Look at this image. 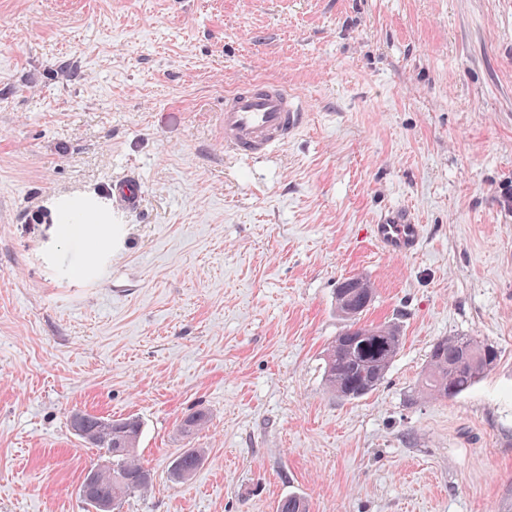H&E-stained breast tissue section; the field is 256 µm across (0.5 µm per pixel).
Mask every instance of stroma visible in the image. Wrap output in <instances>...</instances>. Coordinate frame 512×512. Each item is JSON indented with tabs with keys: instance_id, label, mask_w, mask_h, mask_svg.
Wrapping results in <instances>:
<instances>
[{
	"instance_id": "obj_1",
	"label": "stroma",
	"mask_w": 512,
	"mask_h": 512,
	"mask_svg": "<svg viewBox=\"0 0 512 512\" xmlns=\"http://www.w3.org/2000/svg\"><path fill=\"white\" fill-rule=\"evenodd\" d=\"M247 78L310 119L239 159L219 114ZM509 187L512 0H0V512H88L109 456L76 410L141 422L153 487L120 512H512ZM395 207L413 256L372 240ZM353 276L403 344L347 400L323 354ZM444 336L501 352L451 400L422 387ZM108 193L112 198L113 209L118 211L136 208L142 197L140 184L135 180L125 178L112 181ZM374 240L382 252L391 257H408L420 247L423 238L422 224L410 212L392 209L373 224ZM204 451L201 448H193L184 451L173 461L171 473L178 479H188L202 463Z\"/></svg>"
}]
</instances>
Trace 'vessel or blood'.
<instances>
[{"label":"vessel or blood","instance_id":"b4317fda","mask_svg":"<svg viewBox=\"0 0 512 512\" xmlns=\"http://www.w3.org/2000/svg\"><path fill=\"white\" fill-rule=\"evenodd\" d=\"M301 98L280 83L255 81L224 95V151L237 157H260L291 141L306 125ZM113 209L136 208L142 191L132 179L113 181L108 190ZM374 240L391 257H408L420 247L423 229L410 212L397 208L373 226Z\"/></svg>","mask_w":512,"mask_h":512}]
</instances>
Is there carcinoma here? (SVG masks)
Listing matches in <instances>:
<instances>
[{
  "instance_id": "carcinoma-1",
  "label": "carcinoma",
  "mask_w": 512,
  "mask_h": 512,
  "mask_svg": "<svg viewBox=\"0 0 512 512\" xmlns=\"http://www.w3.org/2000/svg\"><path fill=\"white\" fill-rule=\"evenodd\" d=\"M374 289L368 281L361 288H336V309L356 325L352 311L364 298H373ZM334 340L324 354L326 388L342 398L349 391L364 396L383 381L402 346V336L394 324L374 327L371 335H350ZM500 360L499 350L470 336H445L437 339L428 354L427 392L437 399H453L469 391ZM80 438L97 448H104L112 462L98 469L96 496L112 501L117 509L122 500L136 492H146L151 484L150 470L134 452L141 435V422L129 416L110 419L81 412ZM204 451L193 448L184 451L173 461L171 473L178 479L191 477L202 463ZM277 512H307L304 499L290 495L279 501Z\"/></svg>"
}]
</instances>
